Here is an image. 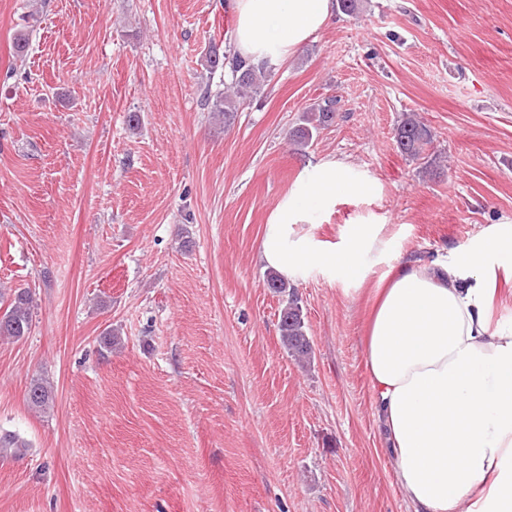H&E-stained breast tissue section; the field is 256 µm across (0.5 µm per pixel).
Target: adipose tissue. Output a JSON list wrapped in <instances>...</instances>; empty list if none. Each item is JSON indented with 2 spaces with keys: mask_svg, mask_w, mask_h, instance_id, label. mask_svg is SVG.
Returning <instances> with one entry per match:
<instances>
[{
  "mask_svg": "<svg viewBox=\"0 0 512 512\" xmlns=\"http://www.w3.org/2000/svg\"><path fill=\"white\" fill-rule=\"evenodd\" d=\"M233 8L237 49L259 63L300 53L337 4L233 0ZM377 188L349 164L308 165L269 218L261 262L287 280L311 265L362 279L379 245L376 224L353 225L330 248L292 233L314 211ZM500 271L512 274V221L474 241L455 269L408 261L385 275L365 364L410 512H512V328L493 330L489 313Z\"/></svg>",
  "mask_w": 512,
  "mask_h": 512,
  "instance_id": "1",
  "label": "adipose tissue"
}]
</instances>
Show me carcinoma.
Masks as SVG:
<instances>
[{
	"instance_id": "obj_1",
	"label": "carcinoma",
	"mask_w": 512,
	"mask_h": 512,
	"mask_svg": "<svg viewBox=\"0 0 512 512\" xmlns=\"http://www.w3.org/2000/svg\"><path fill=\"white\" fill-rule=\"evenodd\" d=\"M206 62L212 70L218 67L226 68L231 74L233 93L213 96L207 87L201 93L208 111L228 124L234 119L240 107L258 93L269 65L250 63L234 52L222 54L214 45L208 51ZM333 104L335 100L327 98L304 111L299 117V123L288 134L291 144L299 150L308 147L319 130L334 119ZM394 138L400 152L413 160L424 158L427 146L432 143L429 128L414 113L403 115L394 127ZM264 284L273 293L288 294L286 304L281 308L278 318L280 340L288 354L302 363L306 362L310 358L312 346L294 288L272 270L265 273ZM3 301L7 303V307L4 312H0V337L20 339L29 335L34 314L32 293L25 288L14 289L8 294L0 290V303ZM50 400V387L41 379L35 380L28 391L30 406L44 409Z\"/></svg>"
}]
</instances>
